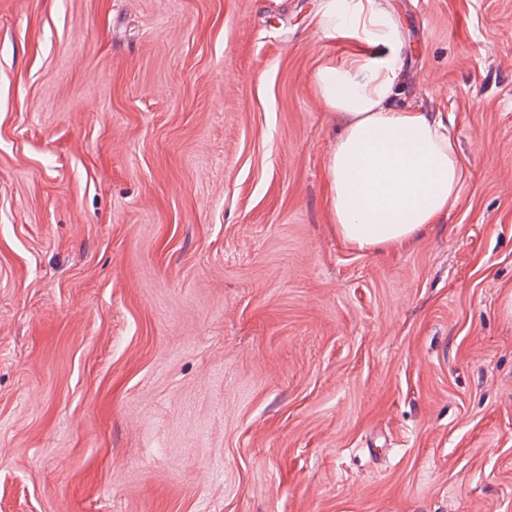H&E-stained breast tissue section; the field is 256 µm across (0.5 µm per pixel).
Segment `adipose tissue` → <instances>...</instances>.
<instances>
[{
  "label": "adipose tissue",
  "instance_id": "ef3b65f1",
  "mask_svg": "<svg viewBox=\"0 0 512 512\" xmlns=\"http://www.w3.org/2000/svg\"><path fill=\"white\" fill-rule=\"evenodd\" d=\"M326 28L360 46L313 77L316 95L341 124L326 159L329 222L352 250L398 249L456 205L464 159L440 117L395 106L399 42L379 0H351L343 16L328 13Z\"/></svg>",
  "mask_w": 512,
  "mask_h": 512
}]
</instances>
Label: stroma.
<instances>
[{
  "mask_svg": "<svg viewBox=\"0 0 512 512\" xmlns=\"http://www.w3.org/2000/svg\"><path fill=\"white\" fill-rule=\"evenodd\" d=\"M467 176L328 222L329 0H0V512H512V0H382Z\"/></svg>",
  "mask_w": 512,
  "mask_h": 512,
  "instance_id": "1",
  "label": "stroma"
}]
</instances>
